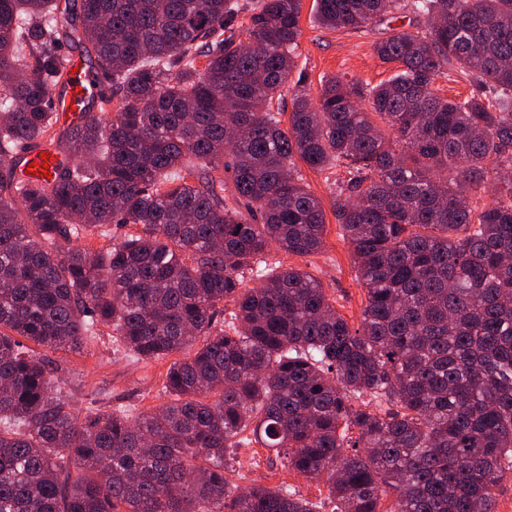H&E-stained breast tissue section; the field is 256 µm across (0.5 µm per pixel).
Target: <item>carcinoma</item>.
I'll return each mask as SVG.
<instances>
[{
	"label": "carcinoma",
	"mask_w": 512,
	"mask_h": 512,
	"mask_svg": "<svg viewBox=\"0 0 512 512\" xmlns=\"http://www.w3.org/2000/svg\"><path fill=\"white\" fill-rule=\"evenodd\" d=\"M399 11L418 22L373 51L401 69L295 92L285 129L273 101L302 0H0V512H316L289 487H229L247 430L325 478L335 512H497L512 471V0H315L314 19L363 31ZM236 24L245 45L222 38ZM67 40L99 111L57 140ZM455 64L474 87L460 102L433 92ZM54 143L70 161L20 177L17 153ZM295 157L350 174L332 207L367 294L356 330L315 277L268 260L324 247ZM112 223L140 231L97 255L69 247ZM101 324L142 360L196 347L169 367L161 412L81 420L53 388L60 367L19 341L81 352Z\"/></svg>",
	"instance_id": "obj_1"
}]
</instances>
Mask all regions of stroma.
Here are the masks:
<instances>
[{"mask_svg":"<svg viewBox=\"0 0 512 512\" xmlns=\"http://www.w3.org/2000/svg\"><path fill=\"white\" fill-rule=\"evenodd\" d=\"M313 8L314 0H303L302 35L295 66L281 98L274 104L275 110L285 115L292 110L294 90H305L315 100L329 78L338 76L352 83L374 86L399 70L398 64H385L377 59L373 44L391 35L393 28L406 25V18L384 19L367 32L330 29L315 22ZM300 172L307 189L321 198L326 209L325 246L320 252L306 256L275 250L271 257L283 268H299L317 278L337 312L351 326H358L367 300L366 290L357 277L352 248L343 238L331 208L337 183L347 180L349 174L341 166L323 174L304 165ZM49 356L60 366L54 384L78 417L121 407L148 414L159 411L167 400L163 381L172 357L138 359L125 349L111 327L99 326L97 336L82 352L58 349L50 351ZM226 465V476L238 489L256 483L270 487L285 485L315 505L317 512H333L335 504L326 480L307 478L287 469L274 449L251 442L233 449Z\"/></svg>","mask_w":512,"mask_h":512,"instance_id":"stroma-1","label":"stroma"}]
</instances>
